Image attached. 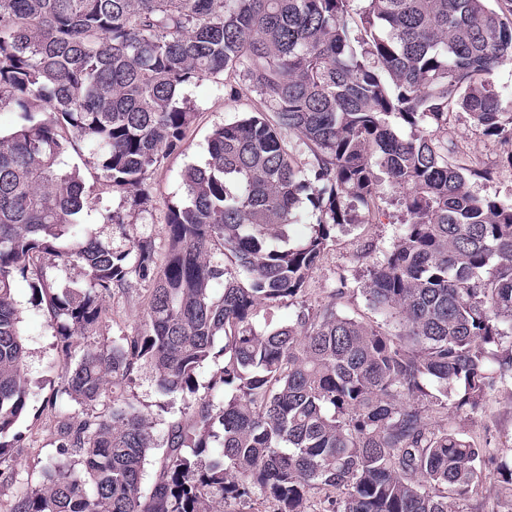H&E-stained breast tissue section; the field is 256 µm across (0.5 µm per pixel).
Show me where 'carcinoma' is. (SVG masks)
<instances>
[{
    "label": "carcinoma",
    "mask_w": 512,
    "mask_h": 512,
    "mask_svg": "<svg viewBox=\"0 0 512 512\" xmlns=\"http://www.w3.org/2000/svg\"><path fill=\"white\" fill-rule=\"evenodd\" d=\"M350 2L0 0V109L20 118L0 131V438L29 400L15 279L43 294L66 349L102 322L103 298L153 285L146 331L66 367L81 417L9 512H224L253 495L306 512L314 489L330 492L325 512H473L495 462L512 487V462L432 421L512 381V355L492 365L512 340V198L474 193L490 172L446 138L464 112L512 171V100L492 80L512 60V0H365L357 34ZM224 73L260 106L184 170L164 263L148 239L117 250L78 224L88 195L71 154L89 148L112 189L148 200L191 119L184 88ZM384 182L407 219L360 290L397 332L333 300L257 330L260 305L302 292L333 231L380 210ZM305 202L317 223L292 244ZM66 266L83 287L56 286ZM218 338L219 382L164 422L169 453L145 495L152 426L129 401L95 411L105 378L148 364L161 395L185 400Z\"/></svg>",
    "instance_id": "obj_1"
}]
</instances>
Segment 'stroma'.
<instances>
[{
    "instance_id": "35a3bbf8",
    "label": "stroma",
    "mask_w": 512,
    "mask_h": 512,
    "mask_svg": "<svg viewBox=\"0 0 512 512\" xmlns=\"http://www.w3.org/2000/svg\"><path fill=\"white\" fill-rule=\"evenodd\" d=\"M185 95L193 112L192 121L180 147L150 173V197L146 203L134 204L132 197L107 186L96 159L89 153H81L75 159L89 194L80 222L112 247L126 249L138 239L148 238L157 256H165L168 212L183 194L185 168L205 162L207 142L215 128L241 118L259 104L255 93L240 87L235 77L226 75L217 81L206 79L190 85ZM448 137L479 167L494 165L501 150L496 141L476 131L463 112L451 114ZM106 208L119 213L121 223H101L99 214ZM382 209L380 217H362L360 222L336 232L302 292L272 307L258 320V328L287 322L301 305L314 307L333 300L342 313L395 332V323L371 310L362 292L355 289L373 262L372 256L364 255V248H373L375 253L387 250L400 226L401 212L397 207L386 203ZM343 278L351 290L341 299H334L333 294ZM150 288V283L144 282L129 295L104 298L107 315L103 322L93 334L72 336L71 347L65 351L49 323L46 306L38 303L26 281H17L14 297L25 338L23 374L33 398L15 426L20 435L18 442L5 454V464L14 479L0 484V512H7L10 503L26 489L39 485L45 463L59 451V423L65 416L77 415L79 411L78 406L57 395L64 384L66 364L77 362L87 349L108 346L112 341L143 331ZM116 399L133 402L154 422L167 417L161 409L163 398L155 389L149 366H142L132 382L106 384L98 405L103 408ZM433 420L462 431L477 444L490 446L498 455H512L511 385L499 387L478 413L451 409L435 413ZM473 504L479 512H512V492L506 490L504 479L495 467L484 469L473 493Z\"/></svg>"
}]
</instances>
